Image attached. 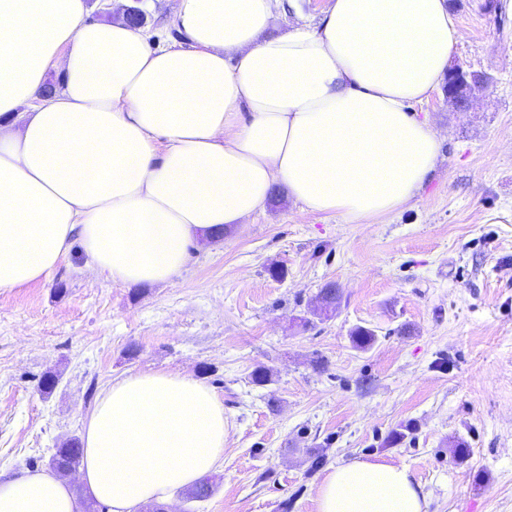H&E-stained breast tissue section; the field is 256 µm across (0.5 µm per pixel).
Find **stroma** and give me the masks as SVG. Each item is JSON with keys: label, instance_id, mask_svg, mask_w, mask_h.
Segmentation results:
<instances>
[{"label": "stroma", "instance_id": "35a3bbf8", "mask_svg": "<svg viewBox=\"0 0 512 512\" xmlns=\"http://www.w3.org/2000/svg\"><path fill=\"white\" fill-rule=\"evenodd\" d=\"M486 2L448 0L450 61L488 83L420 106L443 153L386 223L311 213L277 188L174 282L116 284L73 252L49 281L0 293V470L46 469L113 381L180 371L222 400L225 435L215 492H176L177 512H317L328 469L356 459L407 466L428 512H512V14ZM329 284L335 317L297 326Z\"/></svg>", "mask_w": 512, "mask_h": 512}]
</instances>
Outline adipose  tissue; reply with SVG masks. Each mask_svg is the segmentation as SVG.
Returning a JSON list of instances; mask_svg holds the SVG:
<instances>
[{"mask_svg":"<svg viewBox=\"0 0 512 512\" xmlns=\"http://www.w3.org/2000/svg\"><path fill=\"white\" fill-rule=\"evenodd\" d=\"M294 0H175L180 39L152 46L87 0H0V292L48 281L73 243L91 273L170 282L189 250L266 207L385 220L419 195L441 137L411 107L460 39L446 0H332L275 32ZM61 79L51 95L49 71ZM224 405L193 376L116 380L83 434L82 480L136 512L212 473ZM318 512H427L402 464L331 467ZM49 471L0 479V512H78Z\"/></svg>","mask_w":512,"mask_h":512,"instance_id":"1","label":"adipose tissue"}]
</instances>
